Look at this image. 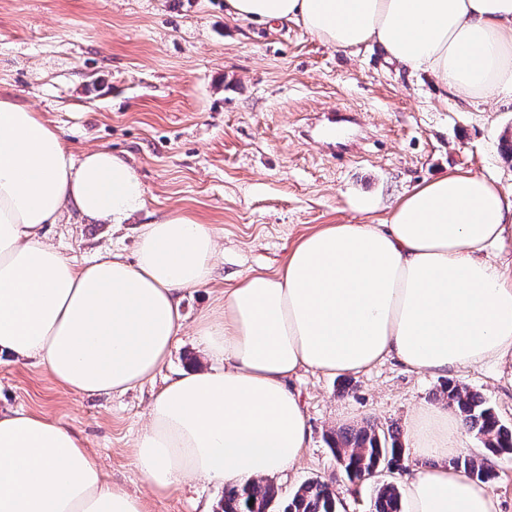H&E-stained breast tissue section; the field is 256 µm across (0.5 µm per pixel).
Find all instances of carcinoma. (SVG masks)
I'll return each mask as SVG.
<instances>
[{
  "label": "carcinoma",
  "mask_w": 512,
  "mask_h": 512,
  "mask_svg": "<svg viewBox=\"0 0 512 512\" xmlns=\"http://www.w3.org/2000/svg\"><path fill=\"white\" fill-rule=\"evenodd\" d=\"M445 402L454 409L467 431L483 439L493 456L512 454V428L504 425L494 409L477 393L464 390L453 381L444 387ZM329 445L337 463L352 480H366L384 470L404 467V448L400 433L375 425L356 430H341L329 435ZM454 465L487 483L493 472L468 457H459ZM339 500L322 481L307 480L279 503L278 488L259 480L242 487L224 488V496L215 512H338ZM374 512H403L399 488L392 483L376 487Z\"/></svg>",
  "instance_id": "obj_1"
}]
</instances>
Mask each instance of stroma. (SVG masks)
<instances>
[{"instance_id": "stroma-1", "label": "stroma", "mask_w": 512, "mask_h": 512, "mask_svg": "<svg viewBox=\"0 0 512 512\" xmlns=\"http://www.w3.org/2000/svg\"><path fill=\"white\" fill-rule=\"evenodd\" d=\"M60 128L74 153L103 147L136 170L147 207L123 224L65 214L48 237L81 263L99 250L133 258L143 223L194 214L219 235L211 282L186 290L187 323L214 308L239 274H271L303 235L360 224L364 203L384 217L396 196L452 169L512 187V104L466 105L388 63L377 48L352 55L300 24L226 17L224 0H0V91ZM184 331L152 381L123 394L84 398L34 362H0V410L23 408L79 432L112 482L146 485L130 463L148 405L195 360ZM480 394L512 426V378L494 365L450 378ZM449 378L386 358L336 377L302 370L299 394L310 444L274 477L281 497L304 481L332 486L344 512H372L377 482H351L326 437L366 423L406 431L407 417L440 405ZM223 485L190 483L151 501L150 512H202Z\"/></svg>"}]
</instances>
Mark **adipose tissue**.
Returning <instances> with one entry per match:
<instances>
[{
  "label": "adipose tissue",
  "instance_id": "ef3b65f1",
  "mask_svg": "<svg viewBox=\"0 0 512 512\" xmlns=\"http://www.w3.org/2000/svg\"><path fill=\"white\" fill-rule=\"evenodd\" d=\"M235 19L292 20L337 49L379 48L456 99L512 100V0H225ZM135 169L106 149L74 155L60 129L0 92V360L32 359L83 396L152 380L184 324L181 294L209 283L214 228L178 211L143 228L134 260L78 264L47 236L64 213L111 224L145 210ZM512 236V190L448 171L396 198L387 217L302 236L274 274L244 273L219 313L193 327L208 366L152 399L132 464L142 496L108 479L67 425L0 411V512H148L183 484L244 486L289 471L310 441L299 369L359 373L391 357L447 375L494 363L512 372V269L489 257ZM405 512H500V500L449 466L462 426L420 409Z\"/></svg>",
  "mask_w": 512,
  "mask_h": 512
}]
</instances>
